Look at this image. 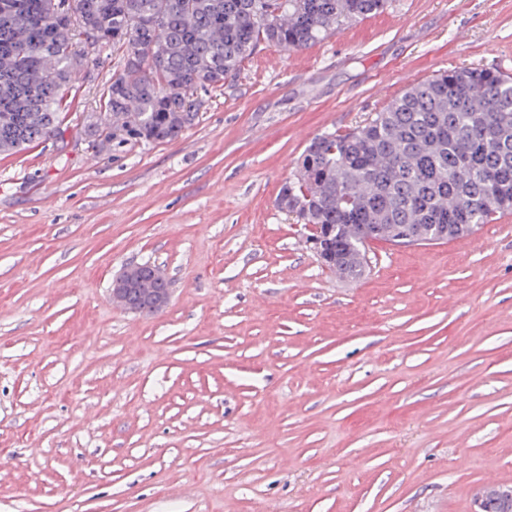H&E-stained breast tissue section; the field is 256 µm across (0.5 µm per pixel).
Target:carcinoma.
<instances>
[{
    "label": "carcinoma",
    "instance_id": "cac0c4a2",
    "mask_svg": "<svg viewBox=\"0 0 512 512\" xmlns=\"http://www.w3.org/2000/svg\"><path fill=\"white\" fill-rule=\"evenodd\" d=\"M386 0H0V153L63 133L59 111L82 54L110 48L118 73L90 119L91 144L177 139L199 93L235 77L261 44L301 50L384 8ZM280 209L322 239L329 270L358 281L384 228L430 241L469 235L512 210V76L464 66L409 85L348 131L314 136ZM127 301L154 313L169 287L142 264Z\"/></svg>",
    "mask_w": 512,
    "mask_h": 512
}]
</instances>
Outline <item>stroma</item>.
I'll use <instances>...</instances> for the list:
<instances>
[{"label":"stroma","mask_w":512,"mask_h":512,"mask_svg":"<svg viewBox=\"0 0 512 512\" xmlns=\"http://www.w3.org/2000/svg\"><path fill=\"white\" fill-rule=\"evenodd\" d=\"M63 137L0 154V512H474L512 485V213L325 268L275 198L315 135L454 67L512 75V0H390L300 51L260 45L167 143L92 149L116 70ZM151 262L168 305L114 307Z\"/></svg>","instance_id":"obj_1"}]
</instances>
